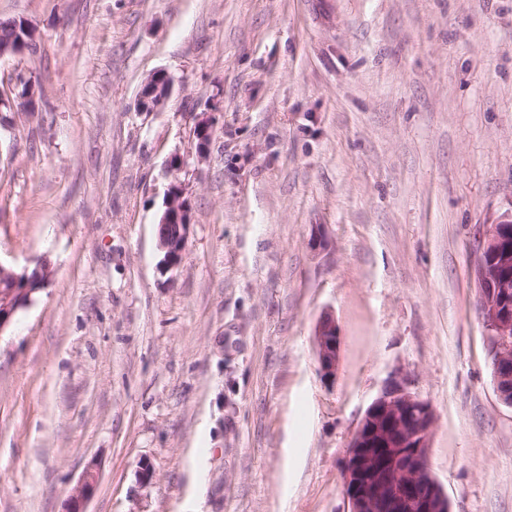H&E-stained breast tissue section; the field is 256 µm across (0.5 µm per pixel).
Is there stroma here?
I'll return each instance as SVG.
<instances>
[{"instance_id": "35a3bbf8", "label": "stroma", "mask_w": 512, "mask_h": 512, "mask_svg": "<svg viewBox=\"0 0 512 512\" xmlns=\"http://www.w3.org/2000/svg\"><path fill=\"white\" fill-rule=\"evenodd\" d=\"M8 18L41 40L0 58V92L42 93L0 116V264L52 276L0 334V512H64L93 458L87 512H346L392 375L435 410L450 512H512L474 279L512 213V0H0ZM159 71L171 94L139 111ZM175 183L192 223L167 270ZM190 201L178 185H171L164 199V211L158 224H172L166 227L168 233L175 231L174 235L161 234L158 237L159 249L163 252L161 263L167 269L177 267L183 258L186 248L187 232L191 224ZM318 374L326 382L333 381L340 358V334L333 315L326 312L317 321L313 334Z\"/></svg>"}]
</instances>
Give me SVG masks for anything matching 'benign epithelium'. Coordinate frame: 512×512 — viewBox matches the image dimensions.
Listing matches in <instances>:
<instances>
[{
	"instance_id": "1",
	"label": "benign epithelium",
	"mask_w": 512,
	"mask_h": 512,
	"mask_svg": "<svg viewBox=\"0 0 512 512\" xmlns=\"http://www.w3.org/2000/svg\"><path fill=\"white\" fill-rule=\"evenodd\" d=\"M171 92L165 75H154L144 85L140 108L157 112ZM213 125L203 118L195 125L198 160L207 156ZM162 224H174V235H158L167 269L178 266L186 248L191 224L190 201L178 185L164 199ZM51 271L36 263L20 270L0 264V333L16 314L30 305L48 284ZM478 306L489 331L492 374L500 401L512 406V219L497 220L483 230L475 267ZM318 374L330 382L336 377L340 358V334L333 315L326 312L313 334ZM436 422L431 404L408 390L405 378L390 377L362 415L349 444L342 472V489L348 512H448V500L433 480L429 464L430 439ZM99 478V463L93 459L71 489L65 512H86Z\"/></svg>"
}]
</instances>
